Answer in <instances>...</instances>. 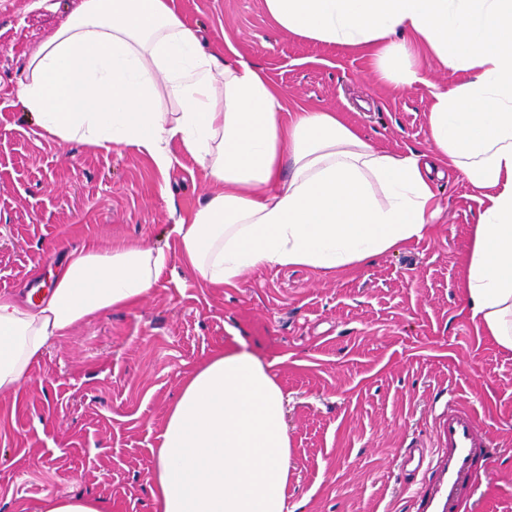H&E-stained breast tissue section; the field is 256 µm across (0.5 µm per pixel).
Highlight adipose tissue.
<instances>
[{
	"label": "adipose tissue",
	"instance_id": "1",
	"mask_svg": "<svg viewBox=\"0 0 512 512\" xmlns=\"http://www.w3.org/2000/svg\"><path fill=\"white\" fill-rule=\"evenodd\" d=\"M290 36L362 50L377 80L429 85L432 154L378 149L331 109L281 112L283 92L233 48L202 45L173 0H72L31 55L17 96L40 128L89 148L130 146L160 173L172 144L213 186L173 227L211 287L248 269L359 267L428 236L442 206L432 163L480 190L464 308L512 350V0H264ZM425 52L448 72L430 84ZM164 251L68 252L39 298L0 294V392L47 344L138 305ZM285 398L268 365L219 349L169 407L150 475L157 512H288Z\"/></svg>",
	"mask_w": 512,
	"mask_h": 512
}]
</instances>
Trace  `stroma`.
<instances>
[{
  "instance_id": "1",
  "label": "stroma",
  "mask_w": 512,
  "mask_h": 512,
  "mask_svg": "<svg viewBox=\"0 0 512 512\" xmlns=\"http://www.w3.org/2000/svg\"><path fill=\"white\" fill-rule=\"evenodd\" d=\"M56 2L0 0V293L38 287L90 241L160 248L168 262L141 305L79 324L18 393H0V512L69 496L157 512L149 477L167 410L229 346L271 365L285 394L290 512H411L420 479L403 477L398 456L413 438L432 446L434 408L451 394L500 443L468 512H512V351L462 310L470 184L434 178V234L360 268L258 267L211 287L172 231L212 191L191 156L164 176L136 149L63 142L25 115L17 82L63 19ZM175 6L207 46L262 68L286 110L334 109L380 149L430 152L428 87L376 82L358 50L282 34L263 0Z\"/></svg>"
}]
</instances>
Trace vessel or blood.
I'll list each match as a JSON object with an SVG mask.
<instances>
[{"mask_svg":"<svg viewBox=\"0 0 512 512\" xmlns=\"http://www.w3.org/2000/svg\"><path fill=\"white\" fill-rule=\"evenodd\" d=\"M434 450L411 440L403 463L427 472L412 500L414 512H466L467 493L496 453L491 436L476 412L457 396H450L435 418Z\"/></svg>","mask_w":512,"mask_h":512,"instance_id":"b4317fda","label":"vessel or blood"}]
</instances>
